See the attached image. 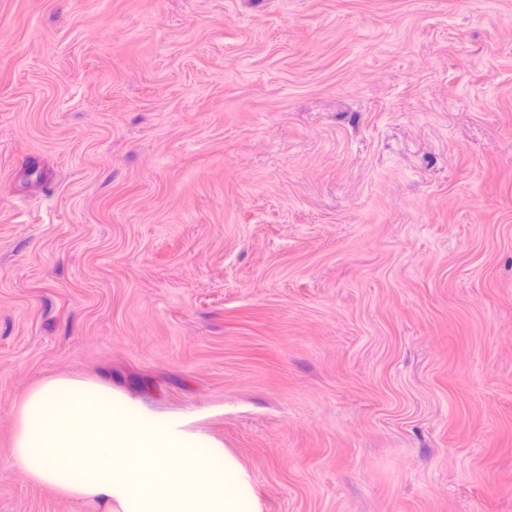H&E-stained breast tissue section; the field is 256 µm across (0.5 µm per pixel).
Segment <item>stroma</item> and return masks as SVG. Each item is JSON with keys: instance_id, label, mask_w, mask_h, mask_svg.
I'll list each match as a JSON object with an SVG mask.
<instances>
[{"instance_id": "obj_1", "label": "stroma", "mask_w": 512, "mask_h": 512, "mask_svg": "<svg viewBox=\"0 0 512 512\" xmlns=\"http://www.w3.org/2000/svg\"><path fill=\"white\" fill-rule=\"evenodd\" d=\"M262 512H512V0H0V512L49 377Z\"/></svg>"}]
</instances>
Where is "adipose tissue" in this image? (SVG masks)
I'll return each mask as SVG.
<instances>
[{
    "mask_svg": "<svg viewBox=\"0 0 512 512\" xmlns=\"http://www.w3.org/2000/svg\"><path fill=\"white\" fill-rule=\"evenodd\" d=\"M11 462L97 512H260L252 484L216 442L94 380L36 385L18 410Z\"/></svg>",
    "mask_w": 512,
    "mask_h": 512,
    "instance_id": "adipose-tissue-1",
    "label": "adipose tissue"
}]
</instances>
